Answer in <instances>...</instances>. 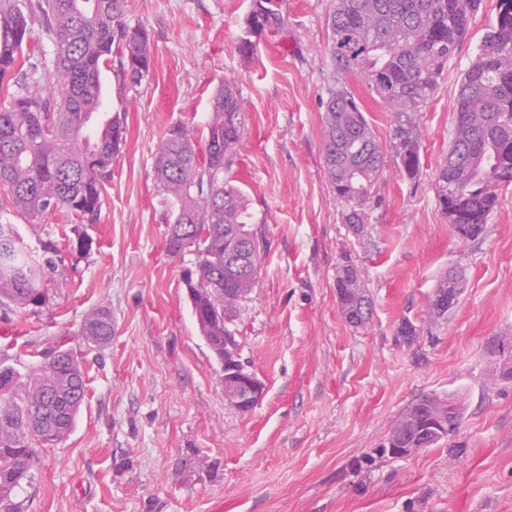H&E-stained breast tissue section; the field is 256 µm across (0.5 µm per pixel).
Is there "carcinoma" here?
<instances>
[{
    "label": "carcinoma",
    "instance_id": "obj_1",
    "mask_svg": "<svg viewBox=\"0 0 512 512\" xmlns=\"http://www.w3.org/2000/svg\"><path fill=\"white\" fill-rule=\"evenodd\" d=\"M481 0H334L328 15V53L338 73L358 78L370 97L408 119L434 96L448 60L468 34ZM255 27L281 37L288 24L277 9L258 5ZM52 40L54 76L43 87L44 63L33 45L35 26ZM151 69L147 31L131 25L127 0H0V86L15 80L9 106L0 108V213L33 224L64 215L72 224L99 220L104 183L124 133L121 113L101 112L95 135H85L101 92L102 70L119 81L142 85L141 68ZM23 102L24 112L15 110ZM323 164L336 191L344 223L360 231L367 223L376 186L386 174L383 149L364 114L363 101L341 88L323 101ZM456 125L435 190L442 212L460 238L476 239L512 185V0H498L496 21L458 82ZM199 151L182 124L168 128L155 157L154 178L165 206L173 208L168 252H185L180 227L193 228L198 249L185 285L201 335L221 359L237 348L229 329L238 304L258 283L266 239L251 224L247 196L224 174L230 172L246 137L245 106L230 83L218 87ZM403 169L419 170L412 132L400 128ZM50 256L24 246L14 224L0 223V314L22 313L44 304V283L54 273ZM463 276L440 278L430 315L440 319L459 301ZM338 305L353 327L366 324L372 303L358 269L340 267ZM80 336L88 346L108 344L112 314L93 312ZM27 373L0 363V512H22L17 493L29 481L42 446L71 433L86 394L87 371L62 341L37 351ZM456 413L433 424L429 411L442 396L425 394L389 433L393 448H432L460 431Z\"/></svg>",
    "mask_w": 512,
    "mask_h": 512
}]
</instances>
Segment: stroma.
<instances>
[{
	"mask_svg": "<svg viewBox=\"0 0 512 512\" xmlns=\"http://www.w3.org/2000/svg\"><path fill=\"white\" fill-rule=\"evenodd\" d=\"M332 0H279L288 36L255 29L256 0H128L149 33L152 77L122 85L104 71L125 133L100 220H18L31 251L54 247L45 303L0 321V359L27 371L45 340L64 337L88 368L73 431L39 450L23 512H512V382L491 353L512 347V187L480 237L458 239L435 183L456 122L457 82L497 0H483L434 96L415 118L419 172L402 173L401 124L365 115L387 172L354 231L322 162L321 100L358 92L327 51ZM249 53H242V46ZM233 83L248 134L228 177L251 202L267 251L230 328L245 369L263 383L247 413L224 400L222 365L201 336L183 273L195 257L165 248L169 216L154 180L157 147L183 124L204 147L212 96ZM355 264L373 302L350 326L336 270ZM464 288L447 318L429 314L448 269ZM112 313V340L88 347L84 319ZM417 330L399 334L402 323ZM463 397L458 436L406 459L372 452L421 395Z\"/></svg>",
	"mask_w": 512,
	"mask_h": 512,
	"instance_id": "35a3bbf8",
	"label": "stroma"
}]
</instances>
